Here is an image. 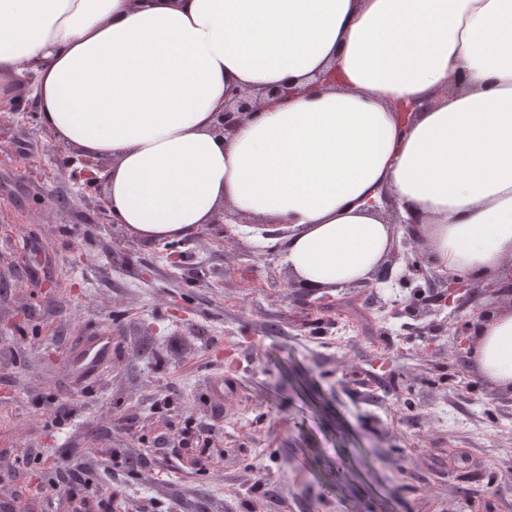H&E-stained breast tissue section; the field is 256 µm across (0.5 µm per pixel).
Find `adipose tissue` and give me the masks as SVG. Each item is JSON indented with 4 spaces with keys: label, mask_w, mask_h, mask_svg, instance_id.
Returning <instances> with one entry per match:
<instances>
[{
    "label": "adipose tissue",
    "mask_w": 512,
    "mask_h": 512,
    "mask_svg": "<svg viewBox=\"0 0 512 512\" xmlns=\"http://www.w3.org/2000/svg\"><path fill=\"white\" fill-rule=\"evenodd\" d=\"M27 70L42 124L106 162L136 237L286 224L293 278L343 288L387 257V192L437 266L512 264V0H0V77ZM288 83L300 95L213 133L233 94ZM399 101L420 105L408 123ZM476 359L512 384V312Z\"/></svg>",
    "instance_id": "1"
}]
</instances>
